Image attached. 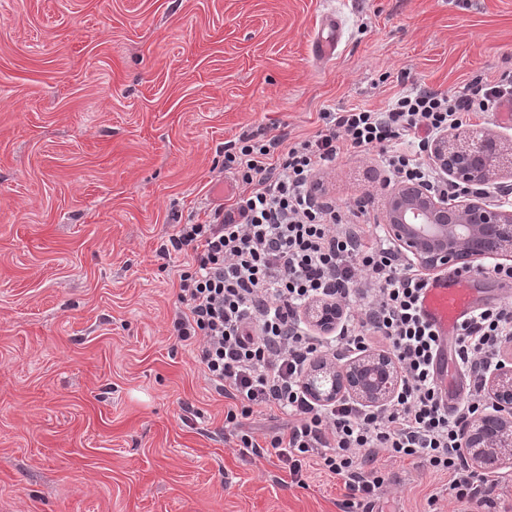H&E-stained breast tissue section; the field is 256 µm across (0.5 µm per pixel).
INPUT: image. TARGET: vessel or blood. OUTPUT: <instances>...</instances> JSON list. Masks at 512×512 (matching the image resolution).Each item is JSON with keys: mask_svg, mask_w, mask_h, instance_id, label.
<instances>
[{"mask_svg": "<svg viewBox=\"0 0 512 512\" xmlns=\"http://www.w3.org/2000/svg\"><path fill=\"white\" fill-rule=\"evenodd\" d=\"M323 25L329 34L318 38L313 51L316 56L329 60L335 57L341 39L343 20L340 11L327 12ZM477 276L474 270L451 271L428 279L421 299V311L443 344L450 336L456 335L464 318L471 313L470 289Z\"/></svg>", "mask_w": 512, "mask_h": 512, "instance_id": "vessel-or-blood-1", "label": "vessel or blood"}]
</instances>
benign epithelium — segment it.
<instances>
[{"instance_id":"obj_1","label":"benign epithelium","mask_w":512,"mask_h":512,"mask_svg":"<svg viewBox=\"0 0 512 512\" xmlns=\"http://www.w3.org/2000/svg\"><path fill=\"white\" fill-rule=\"evenodd\" d=\"M430 156L456 187L488 184L504 163V150L493 135L474 137L467 132L444 134L430 146ZM385 225L394 251L411 258L410 265L425 271L465 261L471 267L487 256L512 257V211L485 201L480 193L465 194L448 202V196L425 183H399L385 199ZM303 321L321 336L335 332L343 309L324 298L308 304ZM507 361L493 371L488 395L493 409L470 421L464 431V447L470 466L479 471L501 466L512 456V345ZM312 401L328 405L350 399L367 407H383L401 384L398 366L384 352H365L334 358H315L302 380Z\"/></svg>"}]
</instances>
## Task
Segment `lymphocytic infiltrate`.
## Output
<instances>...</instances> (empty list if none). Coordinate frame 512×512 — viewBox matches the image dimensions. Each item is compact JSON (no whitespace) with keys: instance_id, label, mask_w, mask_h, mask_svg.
<instances>
[{"instance_id":"obj_1","label":"lymphocytic infiltrate","mask_w":512,"mask_h":512,"mask_svg":"<svg viewBox=\"0 0 512 512\" xmlns=\"http://www.w3.org/2000/svg\"><path fill=\"white\" fill-rule=\"evenodd\" d=\"M503 108L512 111L511 72L491 81L474 76L452 95L416 88L381 111L323 113L325 133L289 144L282 155L279 140L242 137L225 153L224 167L244 193L220 223L181 224L169 239L172 249L193 251L192 265L179 275L174 328L181 340L202 339L197 360L233 401L226 423L264 410L287 416L270 448L293 475L302 458L317 455L350 490L349 512H373L372 498L385 482L374 467L382 454L449 473L458 502L495 508L488 490L512 473L490 477L467 467L463 427L490 407L482 379L512 339V303L484 307L461 327L455 351L469 390L445 407L433 375L438 336L420 307L426 274L401 263L377 229H349L340 209L314 201V179L341 153L377 149L391 179L433 182L402 143L426 147L433 134ZM328 292L357 310L337 334V350L353 353L377 336L401 369V386L385 408L321 406L303 389L323 341L298 324V308Z\"/></svg>"}]
</instances>
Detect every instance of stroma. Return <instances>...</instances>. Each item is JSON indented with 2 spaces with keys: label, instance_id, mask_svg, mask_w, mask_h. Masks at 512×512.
<instances>
[{
  "label": "stroma",
  "instance_id": "1",
  "mask_svg": "<svg viewBox=\"0 0 512 512\" xmlns=\"http://www.w3.org/2000/svg\"><path fill=\"white\" fill-rule=\"evenodd\" d=\"M0 0V512H346L342 480L267 441L177 336V225L241 194V136L311 138L323 113L386 108L512 70V0ZM382 221L378 152L319 176ZM258 452L241 450L236 430ZM373 512H463L447 474L388 460ZM323 25L329 29L327 37L318 38L314 43L313 51L316 56L322 59H332L336 56V49L341 39L343 20L338 9H332L324 16Z\"/></svg>",
  "mask_w": 512,
  "mask_h": 512
}]
</instances>
